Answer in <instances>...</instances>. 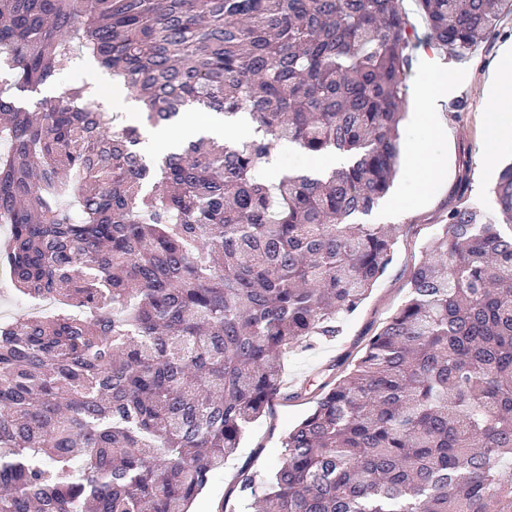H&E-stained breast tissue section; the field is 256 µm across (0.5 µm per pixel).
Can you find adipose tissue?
<instances>
[{
  "label": "adipose tissue",
  "mask_w": 512,
  "mask_h": 512,
  "mask_svg": "<svg viewBox=\"0 0 512 512\" xmlns=\"http://www.w3.org/2000/svg\"><path fill=\"white\" fill-rule=\"evenodd\" d=\"M431 96L418 109L420 122L430 128L439 139H447L448 132L439 117L438 102L447 95L453 78L446 71L432 68ZM488 136L484 149L489 157L512 155V47L503 51L498 64L489 71L487 78Z\"/></svg>",
  "instance_id": "1"
}]
</instances>
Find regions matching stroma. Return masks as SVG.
<instances>
[{
	"label": "stroma",
	"mask_w": 512,
	"mask_h": 512,
	"mask_svg": "<svg viewBox=\"0 0 512 512\" xmlns=\"http://www.w3.org/2000/svg\"><path fill=\"white\" fill-rule=\"evenodd\" d=\"M502 28L503 35L483 42L462 62L444 50L426 47L428 57L451 68L456 76V86L449 92L442 114L449 133L444 167L437 176L420 178L410 155L400 152L393 185L367 218L371 224L399 226L392 262L358 309L345 318L340 336L284 357L277 395L243 433L237 452L213 472L191 512H256L251 499L238 491L240 470L267 478L274 474L284 454L289 428L313 410L320 386L343 379L362 356L369 338L404 302L411 273L449 209L466 203L481 211L486 220L497 219L498 207L492 194L496 180L487 174L480 116L487 107V74L498 60L500 47L512 44V17L504 20ZM406 86L399 142L403 146L411 142L432 144L429 128L414 121V113L429 91L420 64H413Z\"/></svg>",
	"instance_id": "stroma-1"
}]
</instances>
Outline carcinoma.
I'll return each mask as SVG.
<instances>
[{"label": "carcinoma", "instance_id": "1", "mask_svg": "<svg viewBox=\"0 0 512 512\" xmlns=\"http://www.w3.org/2000/svg\"><path fill=\"white\" fill-rule=\"evenodd\" d=\"M459 59L512 0H418ZM418 36L400 0H0V262L44 318L0 323V512H188L278 391L289 351L340 332L398 228L360 218L398 159ZM91 58L176 126L254 133L158 160L84 85ZM351 164L256 178L273 142ZM499 219L461 204L405 301L289 431L266 512H512V164Z\"/></svg>", "mask_w": 512, "mask_h": 512}]
</instances>
